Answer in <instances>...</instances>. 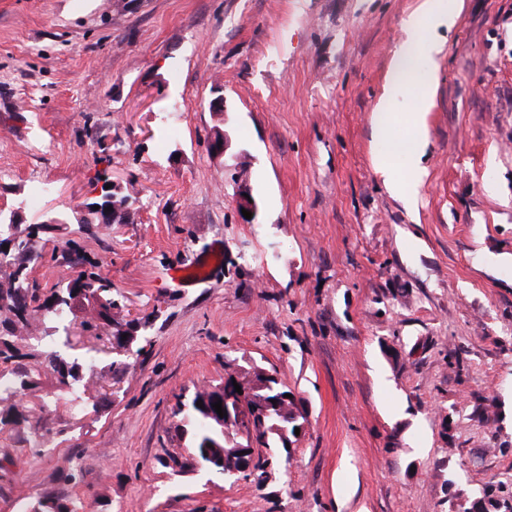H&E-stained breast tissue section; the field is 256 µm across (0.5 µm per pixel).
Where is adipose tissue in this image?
Segmentation results:
<instances>
[{
  "label": "adipose tissue",
  "mask_w": 512,
  "mask_h": 512,
  "mask_svg": "<svg viewBox=\"0 0 512 512\" xmlns=\"http://www.w3.org/2000/svg\"><path fill=\"white\" fill-rule=\"evenodd\" d=\"M456 21L452 0H421L415 17L409 18L405 27L406 42L396 53L390 76V85L413 84L419 92L415 99V110L409 118V125L403 134H395L392 127L394 100L382 96L372 119L373 138L383 146L373 164L387 187L406 188L416 191L424 169L421 157L426 142V126L423 115L432 98V82L417 70L419 59H429L439 53L441 46L432 37L422 35L421 27H450ZM405 159L406 167H398L396 159Z\"/></svg>",
  "instance_id": "adipose-tissue-1"
}]
</instances>
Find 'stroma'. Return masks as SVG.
<instances>
[{
	"mask_svg": "<svg viewBox=\"0 0 512 512\" xmlns=\"http://www.w3.org/2000/svg\"><path fill=\"white\" fill-rule=\"evenodd\" d=\"M124 2L0 0V210L65 216L36 240L42 288L94 262L138 325L120 368L107 328L49 337L100 405L0 432V512L41 494L88 512H456L511 489L512 0H457L420 60L434 95L410 201L373 167L371 120L419 0ZM112 180L137 192L130 219L79 224ZM218 242L207 279H172ZM253 365L305 430L289 460L255 447L248 478L205 472L176 405Z\"/></svg>",
	"mask_w": 512,
	"mask_h": 512,
	"instance_id": "1",
	"label": "stroma"
}]
</instances>
